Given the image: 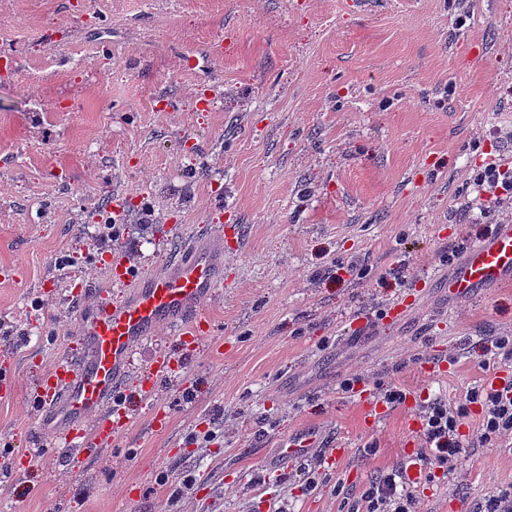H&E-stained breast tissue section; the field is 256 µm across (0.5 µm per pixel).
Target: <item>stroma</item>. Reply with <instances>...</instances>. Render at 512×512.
Returning a JSON list of instances; mask_svg holds the SVG:
<instances>
[{
  "label": "stroma",
  "instance_id": "stroma-1",
  "mask_svg": "<svg viewBox=\"0 0 512 512\" xmlns=\"http://www.w3.org/2000/svg\"><path fill=\"white\" fill-rule=\"evenodd\" d=\"M509 130L512 0H0V512L360 505L421 452L423 399L512 381L486 350L512 336V286L450 307L433 278L512 212L471 181L512 162ZM110 217L122 232L99 244L88 227ZM201 223L224 235L204 343L158 330L109 449L41 432L34 392L77 350L72 289L109 288V253L151 277ZM361 313L375 328L356 337ZM156 355L174 368L147 400ZM356 374L406 402L365 425L342 388ZM305 425L336 465L314 450L270 470ZM478 427L471 412L461 466L417 486L421 512L512 484V448L479 446Z\"/></svg>",
  "mask_w": 512,
  "mask_h": 512
}]
</instances>
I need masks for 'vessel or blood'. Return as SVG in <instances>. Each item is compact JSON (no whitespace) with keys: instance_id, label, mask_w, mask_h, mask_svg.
Masks as SVG:
<instances>
[{"instance_id":"vessel-or-blood-1","label":"vessel or blood","mask_w":512,"mask_h":512,"mask_svg":"<svg viewBox=\"0 0 512 512\" xmlns=\"http://www.w3.org/2000/svg\"><path fill=\"white\" fill-rule=\"evenodd\" d=\"M110 279L123 287V294L80 306L72 328L78 352L51 368L37 392L41 427L86 455L125 433L122 387L135 356L159 327L168 328L191 350L204 341L203 307L224 285V236L214 231L195 233L143 282L137 280L132 265L113 260ZM511 284L510 221L499 224L490 239L469 247L443 282L452 305L478 289L493 291ZM170 368V359L156 356L140 378L142 392L153 396ZM323 445L319 431L301 429L280 442L279 460L293 463Z\"/></svg>"}]
</instances>
